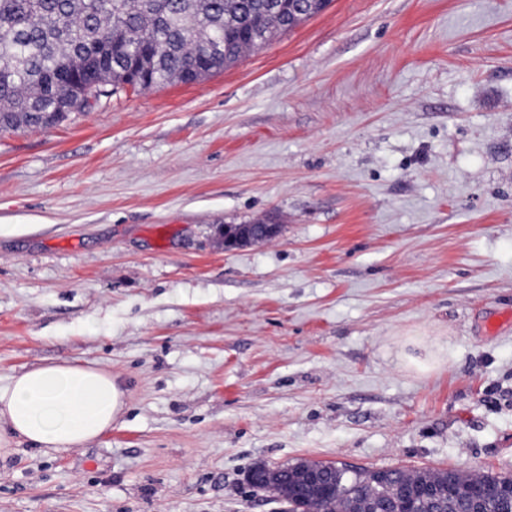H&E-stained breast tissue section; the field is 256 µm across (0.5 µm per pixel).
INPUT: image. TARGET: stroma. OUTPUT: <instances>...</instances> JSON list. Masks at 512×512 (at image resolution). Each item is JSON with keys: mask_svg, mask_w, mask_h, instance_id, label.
I'll list each match as a JSON object with an SVG mask.
<instances>
[{"mask_svg": "<svg viewBox=\"0 0 512 512\" xmlns=\"http://www.w3.org/2000/svg\"><path fill=\"white\" fill-rule=\"evenodd\" d=\"M62 360L125 407L0 447V512H283L249 474L302 460L512 474V0H331L0 131V383Z\"/></svg>", "mask_w": 512, "mask_h": 512, "instance_id": "obj_1", "label": "stroma"}]
</instances>
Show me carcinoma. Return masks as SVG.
<instances>
[{
	"mask_svg": "<svg viewBox=\"0 0 512 512\" xmlns=\"http://www.w3.org/2000/svg\"><path fill=\"white\" fill-rule=\"evenodd\" d=\"M302 0H0V130L47 128L82 110L74 87L110 97L130 85L148 89L194 82L236 63L281 32L319 14H297ZM315 470L326 489L305 487ZM261 488L288 512H394L405 484L431 487L413 512H476L471 492L493 493L512 475L392 468L347 473L335 462L257 466Z\"/></svg>",
	"mask_w": 512,
	"mask_h": 512,
	"instance_id": "obj_1",
	"label": "carcinoma"
}]
</instances>
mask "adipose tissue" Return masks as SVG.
I'll use <instances>...</instances> for the list:
<instances>
[{
	"mask_svg": "<svg viewBox=\"0 0 512 512\" xmlns=\"http://www.w3.org/2000/svg\"><path fill=\"white\" fill-rule=\"evenodd\" d=\"M123 407L109 370L69 361L32 368L0 385V447L25 440L45 452L83 448L111 429Z\"/></svg>",
	"mask_w": 512,
	"mask_h": 512,
	"instance_id": "1",
	"label": "adipose tissue"
}]
</instances>
